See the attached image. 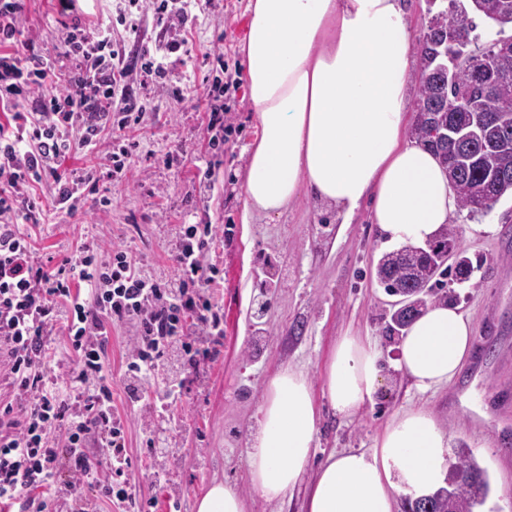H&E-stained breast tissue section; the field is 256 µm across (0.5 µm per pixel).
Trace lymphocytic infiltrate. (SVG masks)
Here are the masks:
<instances>
[{"label": "lymphocytic infiltrate", "instance_id": "lymphocytic-infiltrate-1", "mask_svg": "<svg viewBox=\"0 0 512 512\" xmlns=\"http://www.w3.org/2000/svg\"><path fill=\"white\" fill-rule=\"evenodd\" d=\"M207 7V0H155V39L131 52L112 30L118 23L138 36L140 0H119L116 23L99 22L89 33L67 28L71 68L63 73L36 49L34 35L16 27L23 0H0V383L9 389L0 400V507L45 512L48 501L87 484L102 488L114 512H138L102 320L130 332L128 402L151 389L164 412L181 401L207 357L204 341L224 334V313L210 293L219 270L206 260L211 225H181L175 272L165 278L120 247L84 244L58 265L38 263L21 227L44 219L35 202L43 184L66 213L86 202L90 175L59 164L96 148L104 135L112 137L113 176H126L132 153L125 132L141 121L148 87L184 64L187 23ZM59 330L70 344L65 363L51 351ZM93 442L109 450L107 471L92 461ZM63 467L69 478L61 482Z\"/></svg>", "mask_w": 512, "mask_h": 512}]
</instances>
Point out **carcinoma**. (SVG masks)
<instances>
[{
    "label": "carcinoma",
    "mask_w": 512,
    "mask_h": 512,
    "mask_svg": "<svg viewBox=\"0 0 512 512\" xmlns=\"http://www.w3.org/2000/svg\"><path fill=\"white\" fill-rule=\"evenodd\" d=\"M512 0H467L466 14H475L490 23V30L482 42L475 46L495 54L498 69L505 74L495 91L484 97V110L493 114L512 117V12L506 5ZM460 26L464 39H471L470 23L456 9L440 10L428 22L427 31L417 46L422 79L418 85L414 112L417 113L410 133L420 145L436 155L448 172V178L457 194L459 208L476 212L474 204L484 193L500 197L512 195V175L500 178L503 170L512 172V120L485 128L479 142L463 147L448 142L442 133L448 124L462 123L464 97L479 93L471 75L459 70L457 84L448 90V82L433 73V57L439 42L448 38V28ZM478 155L476 163L463 167L448 164V156L459 153ZM455 239L452 230L445 228L424 250L404 248L383 254L376 265L377 282L385 291L401 296L411 295L413 307L406 321L394 320L399 327L409 325L425 308L426 297L449 302L452 297L441 292L440 277L444 275V249ZM448 486L426 496L430 508L422 509L417 501L409 502L411 512H475L485 503L489 484L485 471L469 451L462 449L452 465Z\"/></svg>",
    "instance_id": "obj_1"
}]
</instances>
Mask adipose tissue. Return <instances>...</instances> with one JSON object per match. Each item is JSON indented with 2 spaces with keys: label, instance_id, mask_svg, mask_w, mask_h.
I'll list each match as a JSON object with an SVG mask.
<instances>
[{
  "label": "adipose tissue",
  "instance_id": "1",
  "mask_svg": "<svg viewBox=\"0 0 512 512\" xmlns=\"http://www.w3.org/2000/svg\"><path fill=\"white\" fill-rule=\"evenodd\" d=\"M241 52L259 136L247 163L245 210L274 213L301 194L350 217L370 202L391 242L419 246L458 211L435 156L408 137L407 102L416 47L401 0H249ZM472 325L458 308L422 312L397 345L398 366L417 391L451 383L472 352ZM384 383L381 352L365 336H341L325 368V390L351 416ZM320 423L303 372L269 380L248 448L251 483L282 500L313 472L306 512H393L398 495L440 486L448 436L432 412L396 413L368 451L312 461ZM195 512H246L223 481L196 497Z\"/></svg>",
  "mask_w": 512,
  "mask_h": 512
}]
</instances>
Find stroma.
I'll return each instance as SVG.
<instances>
[{
	"instance_id": "stroma-1",
	"label": "stroma",
	"mask_w": 512,
	"mask_h": 512,
	"mask_svg": "<svg viewBox=\"0 0 512 512\" xmlns=\"http://www.w3.org/2000/svg\"><path fill=\"white\" fill-rule=\"evenodd\" d=\"M248 3L214 0L197 14L183 68L197 91L176 106L171 81L154 84L142 121L128 135L134 162L122 182L113 181L106 159L111 138L62 161V168L89 172L99 194L111 197V206L59 214L53 197L40 192V208L55 219L28 228L40 263L57 264L84 243L105 248L114 243L162 277L174 271L180 225L207 222L221 228L210 259L220 270L212 293L224 310V336L210 344L182 404L172 407L165 426L175 445L162 459L154 458L141 428L154 408L153 395L134 405L124 396L127 330L107 327L112 401L126 422L130 475L145 512H172L175 502L181 512H194L196 494L215 477L243 496L247 512H304L312 475L283 501L269 502L254 491L247 461L265 386L289 365L306 374L319 405L316 460L369 450L393 415L425 407L447 432L451 448L469 449L485 471L490 493L484 512H512V468L501 463L504 436L512 431V197L501 198L484 215L458 213L453 228L475 271L471 283L450 281L445 289L471 321L474 352L454 382L418 394L397 368L399 335L389 329L392 297L375 278V265L389 247L371 221L369 205L347 224L306 195L277 215L244 210L246 165L259 135L241 52ZM116 17L113 0H79L77 11L66 15L56 0H26L15 24L60 56L63 24L110 19L119 33L123 27ZM214 82L224 87L226 112L224 150L211 156L201 89ZM177 145L183 157L167 165L164 155ZM208 165L213 187L202 195L198 175ZM349 331L378 345L386 380L373 403L346 417L328 400L324 370L334 343ZM156 470L163 474L158 482L152 477Z\"/></svg>"
}]
</instances>
